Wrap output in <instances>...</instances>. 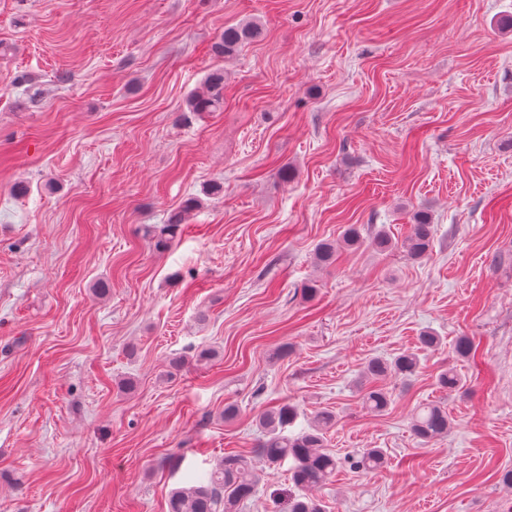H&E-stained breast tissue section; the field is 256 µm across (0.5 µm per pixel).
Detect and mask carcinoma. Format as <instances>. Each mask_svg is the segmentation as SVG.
<instances>
[{
    "label": "carcinoma",
    "mask_w": 512,
    "mask_h": 512,
    "mask_svg": "<svg viewBox=\"0 0 512 512\" xmlns=\"http://www.w3.org/2000/svg\"><path fill=\"white\" fill-rule=\"evenodd\" d=\"M261 27L255 21H245L224 28L213 51L221 56L233 54L242 44L259 38ZM205 91L191 97L187 105L192 112H217L224 106V71L215 70L204 83ZM183 218L178 214L171 218L161 230L145 227V236L154 247L165 250L180 230ZM433 242V224L429 217L418 212L408 234L394 241L388 233L380 231L368 237L355 224L344 232L342 243L351 249L366 244L378 252L393 249L406 254L411 260H421L429 253ZM337 244L323 241L315 251L317 263L330 267L336 261ZM418 351L403 354L392 360L379 357L368 359L363 366L360 385L363 388L362 402L369 412L380 414L392 403V392L382 385L387 378L408 380L421 368L420 352L430 351L441 344V338L430 331L418 336ZM438 388L454 392L464 387L462 377L452 371L443 370L436 376ZM297 418V408L284 402L274 408L261 411L257 425L261 436L254 453L273 468L290 460V482L300 494L289 495L288 512H322L318 500L308 496L306 490L325 483L336 471L338 461L325 448V434L335 426L336 414L322 411L316 415L310 429L298 434L288 433ZM451 428L448 409L436 403H424L417 407L410 430L415 438L428 444L444 439ZM384 465V455L379 448L366 449L355 468L376 470ZM261 481V474L242 455H228L208 473L205 483L173 491L168 500V512H238L241 502L252 497Z\"/></svg>",
    "instance_id": "carcinoma-1"
}]
</instances>
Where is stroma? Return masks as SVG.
<instances>
[{
	"label": "stroma",
	"instance_id": "obj_1",
	"mask_svg": "<svg viewBox=\"0 0 512 512\" xmlns=\"http://www.w3.org/2000/svg\"><path fill=\"white\" fill-rule=\"evenodd\" d=\"M511 18L512 0H0V512H167L281 402L294 434L337 416L324 512H512ZM252 19L259 40L212 54ZM213 68L223 109L186 115ZM191 198L155 251L145 227ZM418 211L424 259L316 265L349 225L400 239ZM426 330L441 346L367 411L364 361ZM448 368L465 390L436 387ZM439 401L452 427L420 443L410 418ZM368 448L385 466L352 468Z\"/></svg>",
	"mask_w": 512,
	"mask_h": 512
}]
</instances>
